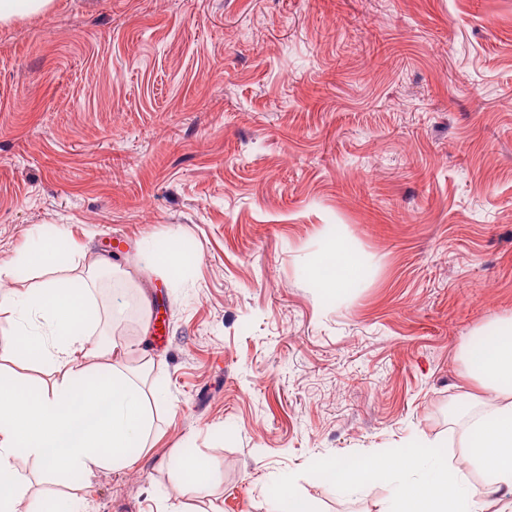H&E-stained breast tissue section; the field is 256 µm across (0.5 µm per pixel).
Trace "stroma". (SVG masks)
<instances>
[{
	"label": "stroma",
	"instance_id": "stroma-1",
	"mask_svg": "<svg viewBox=\"0 0 512 512\" xmlns=\"http://www.w3.org/2000/svg\"><path fill=\"white\" fill-rule=\"evenodd\" d=\"M72 233L156 367L137 466L31 461L86 512H386L407 474L336 459L448 444L481 387L460 348L512 319V0H52L0 22V265ZM361 265L319 288L330 234ZM177 240L179 277L144 262ZM152 299L150 331L134 296ZM203 455L205 487L172 463ZM273 512H315L312 510L311 501L294 492L288 484V490H284Z\"/></svg>",
	"mask_w": 512,
	"mask_h": 512
}]
</instances>
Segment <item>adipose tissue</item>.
<instances>
[{
  "instance_id": "1",
  "label": "adipose tissue",
  "mask_w": 512,
  "mask_h": 512,
  "mask_svg": "<svg viewBox=\"0 0 512 512\" xmlns=\"http://www.w3.org/2000/svg\"><path fill=\"white\" fill-rule=\"evenodd\" d=\"M71 253L84 261L79 275L34 289L14 288L0 297L10 336L0 345V362L16 360L21 345L58 374L35 389L0 384V472L12 476L0 484V512H19L29 459L50 470L64 466L90 475L127 469L137 464V451L150 438L143 390L127 363L149 365L153 359L123 340L103 339L95 291L109 262L85 245H75ZM322 256L334 271L320 278L321 287L332 292L359 278L360 267L342 243L328 241ZM462 359L491 396L466 429L467 455L484 477L481 490L471 489L449 465L442 442L423 451L403 448L393 455L336 461L325 471V483L356 492L408 471L418 473V480L398 489L387 512H486L491 498L511 506L512 322L467 342Z\"/></svg>"
}]
</instances>
